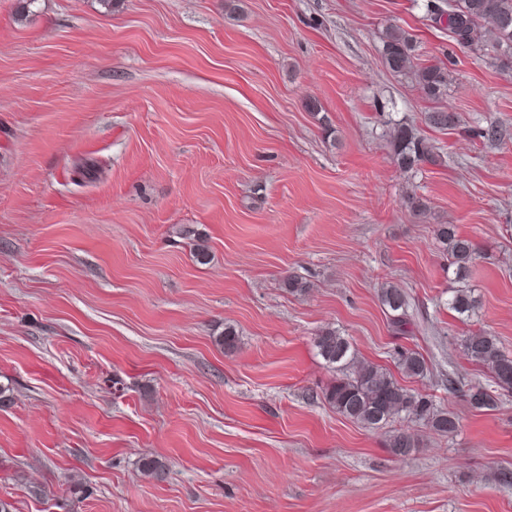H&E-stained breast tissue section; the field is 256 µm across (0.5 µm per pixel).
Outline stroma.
I'll return each mask as SVG.
<instances>
[{"label":"stroma","instance_id":"stroma-1","mask_svg":"<svg viewBox=\"0 0 512 512\" xmlns=\"http://www.w3.org/2000/svg\"><path fill=\"white\" fill-rule=\"evenodd\" d=\"M426 3L36 0L24 18L0 0L10 512H512V396L471 407L490 375L461 349L483 329L512 354V138L474 135L512 130V68L454 45ZM392 23L447 64L437 102L386 69ZM433 106L460 126H429ZM398 122L446 165L401 169ZM439 224L478 247L464 281ZM388 284L409 297L403 335ZM461 286L478 301L467 321L447 305ZM328 326L452 411L457 433L337 414L314 346ZM401 347L427 374L401 371ZM395 430L418 435L410 456L386 448Z\"/></svg>","mask_w":512,"mask_h":512}]
</instances>
